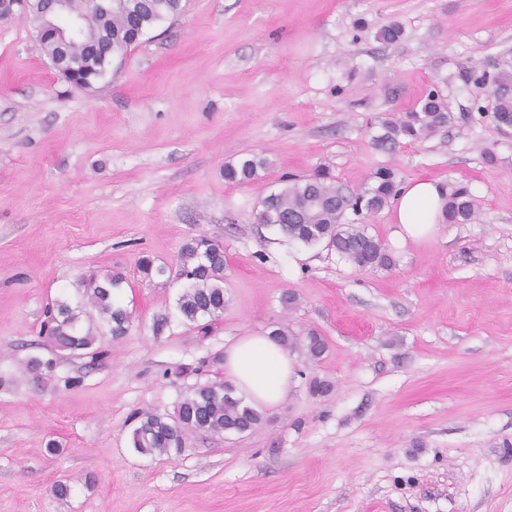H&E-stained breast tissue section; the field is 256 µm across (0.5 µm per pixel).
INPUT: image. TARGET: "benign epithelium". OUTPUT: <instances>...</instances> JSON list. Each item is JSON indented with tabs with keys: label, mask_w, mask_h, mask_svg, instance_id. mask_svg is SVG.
Returning <instances> with one entry per match:
<instances>
[{
	"label": "benign epithelium",
	"mask_w": 512,
	"mask_h": 512,
	"mask_svg": "<svg viewBox=\"0 0 512 512\" xmlns=\"http://www.w3.org/2000/svg\"><path fill=\"white\" fill-rule=\"evenodd\" d=\"M15 15L34 24L39 45L51 42L56 47L50 62L57 75L75 90L84 88L67 55L69 44L83 36L82 17L69 8V0H0V19Z\"/></svg>",
	"instance_id": "obj_1"
}]
</instances>
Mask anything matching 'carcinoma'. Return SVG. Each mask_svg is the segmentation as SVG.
Masks as SVG:
<instances>
[{"label": "carcinoma", "mask_w": 512, "mask_h": 512, "mask_svg": "<svg viewBox=\"0 0 512 512\" xmlns=\"http://www.w3.org/2000/svg\"><path fill=\"white\" fill-rule=\"evenodd\" d=\"M75 8L88 10L87 36L104 46L112 56L125 54L132 45L158 23L177 15L181 0H71ZM465 84L481 92L491 85L495 106L492 118L501 128H512V73L500 70L493 75L476 66L462 73ZM452 116L442 91L435 87L418 105L399 117L381 122L383 133L378 144L394 149L401 143L426 140L448 126ZM269 166L258 155H245L224 166V179L234 184H249L260 178V171ZM397 174L381 168L374 174V184L361 194H353L320 171L304 178L282 181L280 188L263 197L253 212L254 223L275 225L291 241L306 246L321 245L360 269L389 268L394 259L381 240L369 234L356 220H346V214L372 215L380 212L399 190ZM475 214L472 195L465 187H456L446 194L444 220L448 224H466ZM138 271L143 279L170 278L171 269L143 256ZM176 278L184 288L176 301L183 321L213 322L224 311V247L211 237L201 234L187 241L180 255ZM124 276L119 272L92 273L78 284L87 313V328L80 327L81 307H72L65 299L47 305L42 329L46 339L63 351L77 353L95 344L100 318L112 338L127 333L131 312L117 304L115 292L121 289ZM270 335L285 350L302 347L312 359L326 351V342L317 331L310 330L300 338L279 324ZM131 430L132 448L143 456L178 455L183 450L188 433L245 434L263 421V414L234 394L229 384L207 383L196 387L177 405L171 415L151 412L134 416Z\"/></svg>", "instance_id": "obj_1"}]
</instances>
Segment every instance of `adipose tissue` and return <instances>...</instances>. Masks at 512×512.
<instances>
[{
  "instance_id": "ef3b65f1",
  "label": "adipose tissue",
  "mask_w": 512,
  "mask_h": 512,
  "mask_svg": "<svg viewBox=\"0 0 512 512\" xmlns=\"http://www.w3.org/2000/svg\"><path fill=\"white\" fill-rule=\"evenodd\" d=\"M445 188L435 180H412L394 199L399 237L415 241L431 238L443 221ZM295 362L266 334L239 337L224 355V376L238 395L255 407L282 402L295 382Z\"/></svg>"
}]
</instances>
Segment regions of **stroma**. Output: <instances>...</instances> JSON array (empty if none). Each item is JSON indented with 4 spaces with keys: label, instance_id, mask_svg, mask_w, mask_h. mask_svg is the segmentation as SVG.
Returning <instances> with one entry per match:
<instances>
[{
    "label": "stroma",
    "instance_id": "stroma-1",
    "mask_svg": "<svg viewBox=\"0 0 512 512\" xmlns=\"http://www.w3.org/2000/svg\"><path fill=\"white\" fill-rule=\"evenodd\" d=\"M389 22L400 39L377 40ZM473 65L512 70V0H182L84 91L31 24L0 20V512H512V130L463 83ZM434 85L448 128L378 146L380 119ZM249 152L262 178L227 182ZM381 168L467 187L473 220L402 241L389 210L367 217L395 260L374 270L252 222L282 176L360 192ZM200 234L226 259L206 334L177 313L182 281L138 272ZM108 269L127 334L100 336L97 359L52 349L47 304ZM280 323L328 350L292 349L296 384L259 427L134 451L133 414L173 413L223 380L233 342Z\"/></svg>",
    "mask_w": 512,
    "mask_h": 512
}]
</instances>
